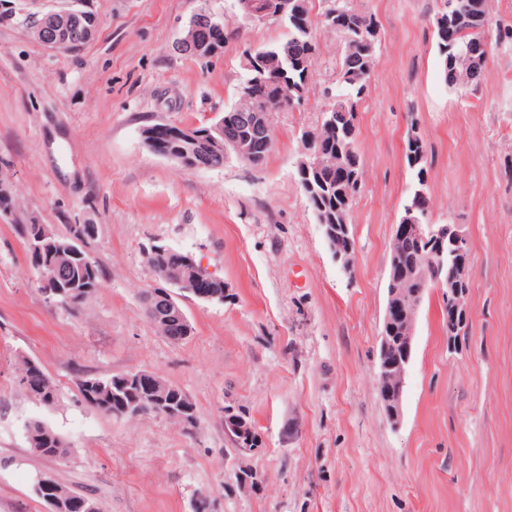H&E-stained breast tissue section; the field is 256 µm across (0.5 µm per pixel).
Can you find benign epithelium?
Listing matches in <instances>:
<instances>
[{
    "label": "benign epithelium",
    "instance_id": "1",
    "mask_svg": "<svg viewBox=\"0 0 512 512\" xmlns=\"http://www.w3.org/2000/svg\"><path fill=\"white\" fill-rule=\"evenodd\" d=\"M241 16L247 21L266 20L270 17L288 16V0H237ZM218 16L206 10L195 13L185 31L177 42V48L189 51L200 58L211 59L223 54L224 49L215 45L208 35V30L220 27ZM96 18L89 12L70 7L49 9L43 13L36 25L40 42L47 48L61 51L64 47L88 42L94 35ZM253 121L263 127L267 134H272L266 112H235L221 117L207 128H190L179 124L158 123L143 130L145 144L156 154L178 163L181 166L191 164L202 168L203 156L193 152V146L203 144L205 147L215 146L224 154L233 153L251 166H257V156L252 153L248 137H224V124L233 125L237 122ZM309 150L299 161V166L306 171H319L321 165L315 159L312 150L316 142L315 131H304ZM323 235L328 242L333 258L342 263L344 270L353 267L354 256L351 250L343 248L342 239L349 232V225L326 223L320 218ZM432 240L438 247L428 255V263L433 269H440L448 260L469 247L468 239L453 224H421L415 216H408L396 225L392 244L408 237ZM191 267L192 278L187 279L178 270L161 268L156 270L160 284L149 289L143 296V304L151 311L155 325L166 329V338L173 343H181L188 339L182 330L189 326L190 320L184 310L180 294L188 293L198 300L206 301L214 298L211 283L216 277L203 269L194 260L186 261ZM411 280L421 282L417 291L408 288ZM41 293L52 302L60 296V290L54 287V275L44 271L40 275ZM428 278L426 267L420 266L412 270L403 267H392L388 277V298L384 313L383 326L396 325L397 339L400 343L411 347L414 341L417 315L425 297ZM434 287L446 289L448 308L453 310L456 319L448 322V342H453V334L468 324L470 309L468 298L472 288V276L468 266H457L452 269L451 279H434ZM409 360L384 361L376 370L375 381L380 400L389 422L398 426L403 419L404 398L403 387ZM136 380L144 384L142 395L154 404H159L161 391L156 375L146 370L130 371L123 374V380ZM224 433L229 442L240 451H251L258 447L259 437L251 424L242 414L229 409L224 411Z\"/></svg>",
    "mask_w": 512,
    "mask_h": 512
}]
</instances>
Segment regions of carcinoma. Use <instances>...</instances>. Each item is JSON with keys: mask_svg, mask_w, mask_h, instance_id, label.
Masks as SVG:
<instances>
[{"mask_svg": "<svg viewBox=\"0 0 512 512\" xmlns=\"http://www.w3.org/2000/svg\"><path fill=\"white\" fill-rule=\"evenodd\" d=\"M440 15L449 23L437 27V49L446 83L457 89L477 84L483 77L485 65L493 45L512 42V26L497 29L494 41L488 40L490 11L487 0H441ZM323 22L343 41L340 69L337 73L336 88L327 87L324 94L334 102L327 111L336 113L338 130L322 131L319 149L322 152V177L324 183L309 188L311 178L302 169H297L300 186L311 211L324 209L350 222L351 207L360 186L349 184L350 173L363 171V161L356 147L357 106L370 88L373 61L377 40L372 29L379 27L377 18L371 13L360 12L349 5V0H329V7L323 15ZM275 23L285 29L284 37L256 48L243 47V51L254 50L267 56L278 55L280 61L274 68L265 71L260 79L247 74L238 87V101L233 111L258 109L263 112L294 110L286 98L276 100L270 97L266 88L285 81L306 92L312 89L311 66L318 52V44L311 29L303 22L294 23L277 19ZM424 146L418 142L407 143L408 164L417 165L413 193L404 205V212L420 207L418 214L426 220L428 210L425 196L426 169L421 166ZM426 244L419 238H412L399 247L400 262L410 265L426 260ZM31 264L54 267L56 284L68 292V298H59L57 305L75 310L90 299L103 278L101 267L90 259L84 248L79 255L67 262H59L49 251L41 254L27 252ZM43 389H30L28 393L43 405L52 406L57 399V389L47 374H42ZM78 389L83 400L92 408L105 415H112V398L120 393L128 401L137 397L138 389L133 385L117 386L115 377L100 378L92 375L78 380ZM30 448L41 450L39 456L55 459L71 453V442L40 420H32L25 426Z\"/></svg>", "mask_w": 512, "mask_h": 512, "instance_id": "obj_1", "label": "carcinoma"}]
</instances>
